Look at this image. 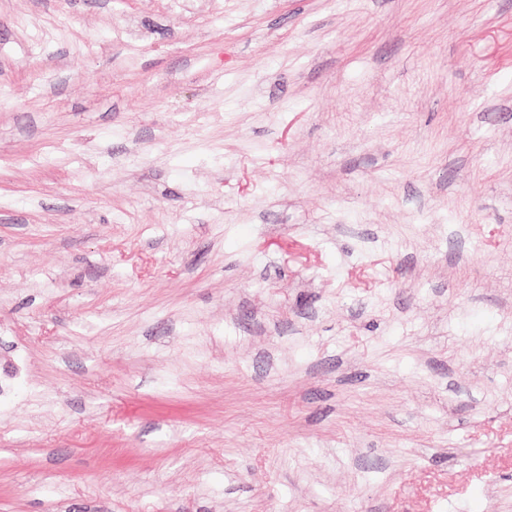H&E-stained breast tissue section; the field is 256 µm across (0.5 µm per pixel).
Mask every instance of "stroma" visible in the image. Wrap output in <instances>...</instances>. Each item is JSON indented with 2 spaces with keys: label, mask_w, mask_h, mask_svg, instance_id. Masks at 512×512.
<instances>
[{
  "label": "stroma",
  "mask_w": 512,
  "mask_h": 512,
  "mask_svg": "<svg viewBox=\"0 0 512 512\" xmlns=\"http://www.w3.org/2000/svg\"><path fill=\"white\" fill-rule=\"evenodd\" d=\"M0 512H512V0H0Z\"/></svg>",
  "instance_id": "stroma-1"
}]
</instances>
